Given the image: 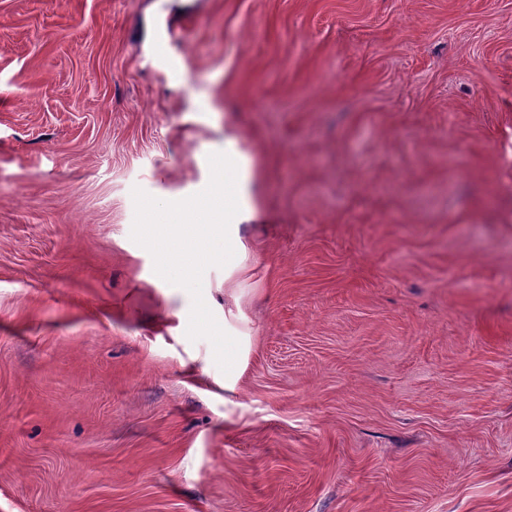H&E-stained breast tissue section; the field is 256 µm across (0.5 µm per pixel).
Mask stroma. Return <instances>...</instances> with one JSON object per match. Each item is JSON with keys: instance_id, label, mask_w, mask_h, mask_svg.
Instances as JSON below:
<instances>
[{"instance_id": "obj_1", "label": "stroma", "mask_w": 512, "mask_h": 512, "mask_svg": "<svg viewBox=\"0 0 512 512\" xmlns=\"http://www.w3.org/2000/svg\"><path fill=\"white\" fill-rule=\"evenodd\" d=\"M0 512H512V0H0ZM253 157L239 148L232 135L224 136V264L235 267L245 246L239 226L256 212ZM212 221V220H210ZM197 222L200 224H191L189 229L179 228L169 235V254L173 259H179L182 256V251L191 243H194L195 248L199 242L215 240L219 238L214 227V222ZM250 319L237 307L236 312L224 302V337L231 338L236 346L235 367L224 366V389L235 391L239 369L247 363L253 347ZM237 367V368H236Z\"/></svg>"}]
</instances>
